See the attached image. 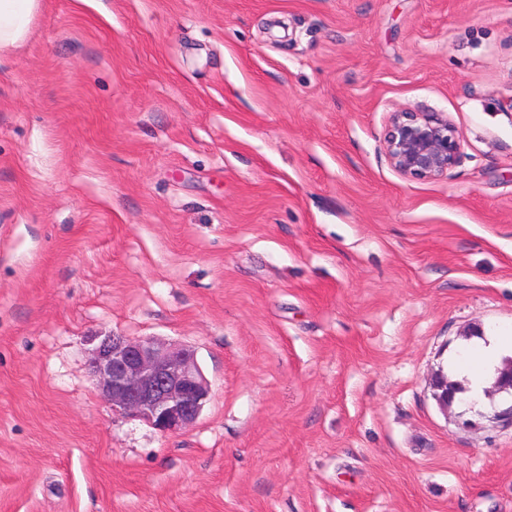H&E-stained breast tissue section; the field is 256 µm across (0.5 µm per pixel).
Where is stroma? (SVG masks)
I'll list each match as a JSON object with an SVG mask.
<instances>
[{
	"label": "stroma",
	"instance_id": "stroma-1",
	"mask_svg": "<svg viewBox=\"0 0 512 512\" xmlns=\"http://www.w3.org/2000/svg\"><path fill=\"white\" fill-rule=\"evenodd\" d=\"M506 326L512 0H41L0 53V512H512V424L433 390ZM112 333L195 351L194 425L113 410ZM384 150L393 169L409 180L448 178L462 145L455 125L443 112L392 113Z\"/></svg>",
	"mask_w": 512,
	"mask_h": 512
}]
</instances>
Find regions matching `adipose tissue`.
I'll use <instances>...</instances> for the list:
<instances>
[{
	"label": "adipose tissue",
	"instance_id": "1",
	"mask_svg": "<svg viewBox=\"0 0 512 512\" xmlns=\"http://www.w3.org/2000/svg\"><path fill=\"white\" fill-rule=\"evenodd\" d=\"M39 0H0V52L19 45L26 38ZM512 348V334L499 331L463 347L451 366L467 391L465 400L483 402L487 380L498 366L499 355Z\"/></svg>",
	"mask_w": 512,
	"mask_h": 512
}]
</instances>
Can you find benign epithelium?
Instances as JSON below:
<instances>
[{
	"mask_svg": "<svg viewBox=\"0 0 512 512\" xmlns=\"http://www.w3.org/2000/svg\"><path fill=\"white\" fill-rule=\"evenodd\" d=\"M393 169L409 180L448 178L462 145L455 125L443 112H394L384 137ZM90 370L112 408L147 420L164 434L192 426L210 399V388L194 350L154 338L110 334L92 350ZM434 397L443 408L457 391L442 376Z\"/></svg>",
	"mask_w": 512,
	"mask_h": 512,
	"instance_id": "benign-epithelium-1",
	"label": "benign epithelium"
}]
</instances>
